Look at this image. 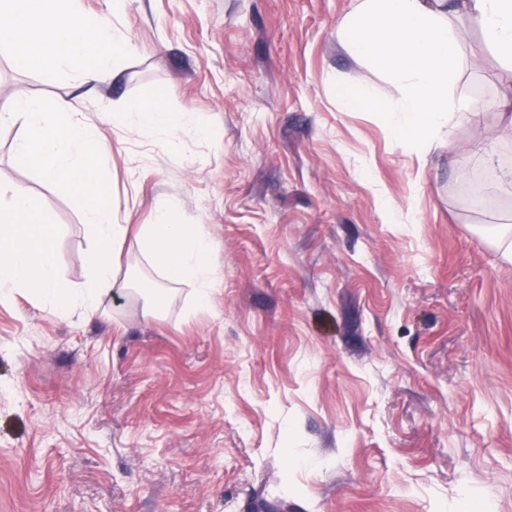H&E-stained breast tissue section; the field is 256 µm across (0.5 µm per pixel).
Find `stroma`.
Listing matches in <instances>:
<instances>
[{
  "mask_svg": "<svg viewBox=\"0 0 512 512\" xmlns=\"http://www.w3.org/2000/svg\"><path fill=\"white\" fill-rule=\"evenodd\" d=\"M356 4L77 0L130 46L79 105L113 214L205 225L218 277L208 307L176 283L145 314L162 279L131 236L133 288L96 315L0 300V512H512V70L451 16L448 105L485 109L421 154L377 110L388 76L336 41ZM73 91L0 68V111ZM141 99L183 114L179 151L107 123ZM23 135L0 126V185L36 198L80 287V192L19 161Z\"/></svg>",
  "mask_w": 512,
  "mask_h": 512,
  "instance_id": "stroma-1",
  "label": "stroma"
}]
</instances>
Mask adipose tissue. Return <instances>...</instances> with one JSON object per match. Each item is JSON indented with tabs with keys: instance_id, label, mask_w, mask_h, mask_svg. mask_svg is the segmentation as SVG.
<instances>
[{
	"instance_id": "obj_1",
	"label": "adipose tissue",
	"mask_w": 512,
	"mask_h": 512,
	"mask_svg": "<svg viewBox=\"0 0 512 512\" xmlns=\"http://www.w3.org/2000/svg\"><path fill=\"white\" fill-rule=\"evenodd\" d=\"M460 9L512 67V0H358L355 12L336 26L337 41L352 56L390 75L397 95L382 106L389 127L399 140L423 149L431 132L451 120L448 88L461 50L448 16ZM0 44L13 48L19 67L38 70L49 81L67 72L81 85L113 75L128 48L125 37L104 20L77 18L72 0H0ZM132 114L140 129L161 131L170 147L178 148L180 113L138 100L112 113L111 121L123 125ZM10 116L25 129L17 146L20 160L48 180L78 181L94 245L84 283L67 287L59 275L53 229L29 190L10 186L0 206L1 299L26 293L62 313L79 308L95 314L105 296L129 288L115 264L132 232L155 269L170 281L193 284L197 305L209 306L214 282L209 233L200 224L173 223L167 209L134 230L116 222L100 178V161L110 146L84 121L76 98H59L50 107L20 98L11 104Z\"/></svg>"
}]
</instances>
